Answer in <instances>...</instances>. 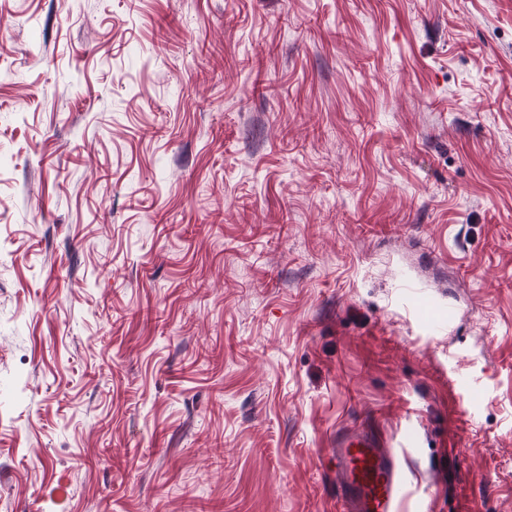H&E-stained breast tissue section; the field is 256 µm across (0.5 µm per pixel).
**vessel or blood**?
Here are the masks:
<instances>
[{
  "label": "vessel or blood",
  "mask_w": 512,
  "mask_h": 512,
  "mask_svg": "<svg viewBox=\"0 0 512 512\" xmlns=\"http://www.w3.org/2000/svg\"><path fill=\"white\" fill-rule=\"evenodd\" d=\"M329 445L342 512H397L406 475L377 434L364 427L340 429Z\"/></svg>",
  "instance_id": "obj_1"
}]
</instances>
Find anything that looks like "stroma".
I'll return each instance as SVG.
<instances>
[{"instance_id": "35a3bbf8", "label": "stroma", "mask_w": 512, "mask_h": 512, "mask_svg": "<svg viewBox=\"0 0 512 512\" xmlns=\"http://www.w3.org/2000/svg\"><path fill=\"white\" fill-rule=\"evenodd\" d=\"M361 421L512 512V0H0V512H336Z\"/></svg>"}]
</instances>
